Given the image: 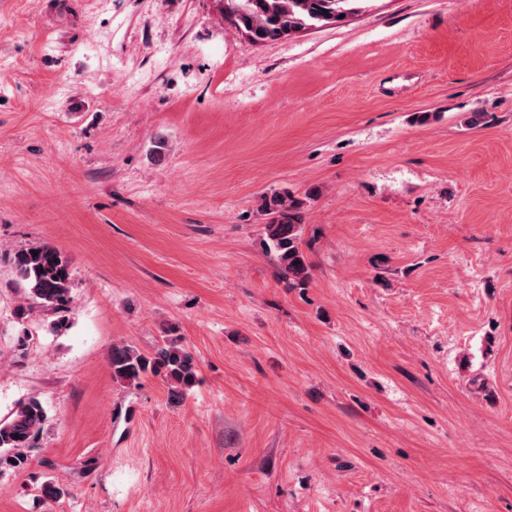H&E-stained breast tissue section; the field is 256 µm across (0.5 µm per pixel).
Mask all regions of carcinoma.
<instances>
[{
  "instance_id": "cac0c4a2",
  "label": "carcinoma",
  "mask_w": 512,
  "mask_h": 512,
  "mask_svg": "<svg viewBox=\"0 0 512 512\" xmlns=\"http://www.w3.org/2000/svg\"><path fill=\"white\" fill-rule=\"evenodd\" d=\"M360 0H224V15L249 41L263 44L306 28L338 25L352 14ZM268 216L267 238L288 287L302 288L310 280L311 266L300 244L304 215L301 203L287 193L264 199ZM38 255H32V252ZM21 288L40 308L59 313L64 310L71 289L70 263L57 248L42 244L21 248L11 257ZM152 372L171 383L173 396L195 381L191 354L172 343L148 358L124 345L112 348V372L132 385L142 374ZM46 422L41 401L35 397L20 401L0 418V468H19L28 461L27 451L37 446Z\"/></svg>"
}]
</instances>
